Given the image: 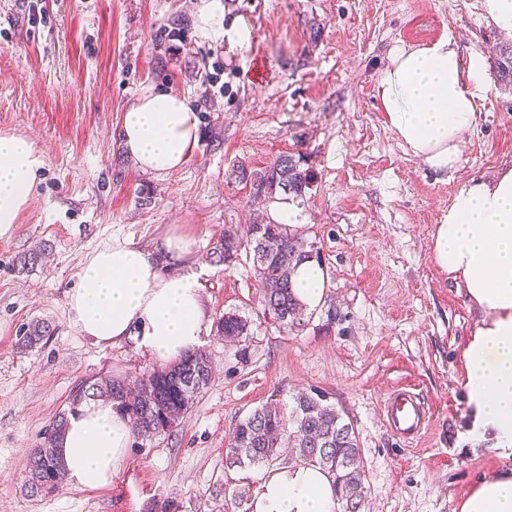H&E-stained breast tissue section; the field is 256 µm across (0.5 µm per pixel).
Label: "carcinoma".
I'll list each match as a JSON object with an SVG mask.
<instances>
[{
    "instance_id": "1",
    "label": "carcinoma",
    "mask_w": 512,
    "mask_h": 512,
    "mask_svg": "<svg viewBox=\"0 0 512 512\" xmlns=\"http://www.w3.org/2000/svg\"><path fill=\"white\" fill-rule=\"evenodd\" d=\"M496 68L502 81H512V47L500 50ZM235 177L250 182L256 189L255 196L266 199L282 194L299 199L313 180L312 172L302 168V159L292 153L279 156L259 170L239 165ZM242 254L252 258L255 275L263 285L261 305L266 315L290 331L311 319L306 304L295 293L293 276L302 261L323 264L317 241L298 235L287 224H248L224 232L209 253V260L229 265ZM248 330V320L235 313H226L216 321V332L224 338L239 340L248 335ZM53 333L49 321L33 320L22 329L17 347L23 352L39 349ZM211 377L209 355L198 348L169 366L142 374L135 392L124 379L85 378L73 386L68 407L89 397L110 399L128 416L135 435L153 438L173 431ZM291 400L289 405L275 393L235 424L225 448L227 472L268 470L291 462L314 465L333 478L341 512H362L368 482L353 424L339 410L323 404L318 393L298 392ZM66 417L64 409L53 420L40 449L31 450L45 460V465L27 458V491L32 496L42 495L49 470L63 468L55 454V441ZM253 500L251 483H238L232 489L233 512H253Z\"/></svg>"
}]
</instances>
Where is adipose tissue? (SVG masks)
<instances>
[{
	"label": "adipose tissue",
	"instance_id": "1",
	"mask_svg": "<svg viewBox=\"0 0 512 512\" xmlns=\"http://www.w3.org/2000/svg\"><path fill=\"white\" fill-rule=\"evenodd\" d=\"M200 37L246 48L252 31L226 21L222 0H200ZM390 126L428 167L448 172L461 160L464 132L486 89L481 55L460 54L450 37L414 49L391 50L379 83ZM122 149L142 171L165 175L182 167L198 143L199 121L185 96L147 90L122 113ZM43 155L28 136L0 132V238L28 209L41 180ZM432 260L461 283L479 322L461 353L472 440L493 438L512 457V167L472 180L453 198L433 231ZM193 239L169 234L157 248L113 240L83 260L80 286L68 296L77 331L106 347L131 341L166 365L201 343L205 318L197 273L172 275ZM130 422L111 404L87 399L68 417L56 444L67 481L84 489L111 484L132 441ZM332 479L291 465L261 484L253 512H336ZM459 512H512V466L478 481Z\"/></svg>",
	"mask_w": 512,
	"mask_h": 512
}]
</instances>
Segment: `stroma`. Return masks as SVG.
Returning a JSON list of instances; mask_svg holds the SVG:
<instances>
[{
	"mask_svg": "<svg viewBox=\"0 0 512 512\" xmlns=\"http://www.w3.org/2000/svg\"><path fill=\"white\" fill-rule=\"evenodd\" d=\"M248 24V48L199 36L198 0H0V130L32 138L43 180L10 236L0 239V512H232L224 448L236 422L277 389L320 391L353 422L369 482L364 512H457L482 477L506 461L492 441L472 445L460 356L478 314L431 259L432 233L474 179L512 165V85L497 75L512 36L488 22L482 0H222ZM450 36L481 54L489 87L445 174L412 156L377 95L391 49ZM266 82L249 77L256 59ZM223 62V94L205 70ZM187 95L200 140L164 176L139 170L120 146V118L149 88ZM303 158L314 179L296 230L320 240L326 294L308 324L288 331L263 314L252 264L210 263L225 226L272 221L236 166ZM195 242L208 318L201 347L210 385L173 433L133 438L110 486L70 484L27 493L26 459L73 385L154 368L133 343L98 346L75 328L67 296L84 258L115 239L153 246L169 233ZM46 246L42 264L17 259ZM249 321L245 341L217 336L224 313ZM55 328L38 351L16 346L22 324ZM396 387L431 412L407 445L389 430L383 401Z\"/></svg>",
	"mask_w": 512,
	"mask_h": 512,
	"instance_id": "obj_1",
	"label": "stroma"
}]
</instances>
